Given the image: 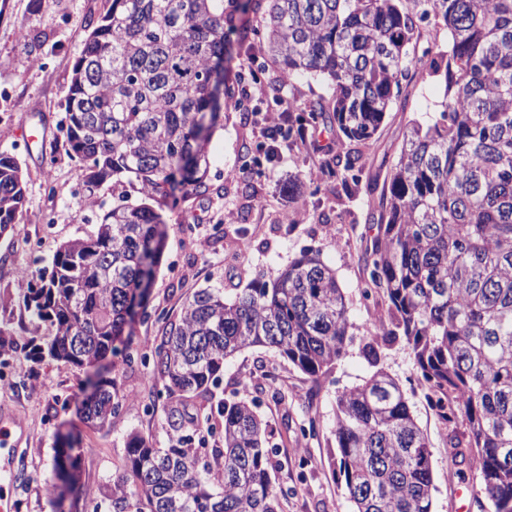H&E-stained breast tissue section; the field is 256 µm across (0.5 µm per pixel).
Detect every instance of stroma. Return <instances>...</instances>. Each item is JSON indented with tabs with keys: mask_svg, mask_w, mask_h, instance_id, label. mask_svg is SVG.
Segmentation results:
<instances>
[{
	"mask_svg": "<svg viewBox=\"0 0 512 512\" xmlns=\"http://www.w3.org/2000/svg\"><path fill=\"white\" fill-rule=\"evenodd\" d=\"M108 7V0H0V152L20 160L27 187L25 206L6 245H0V412L16 419L19 441L15 478L0 486V498L9 499L11 512H90L113 482L128 479L130 434H142L159 447L169 440L163 383L150 381V370L140 361L159 342L161 324L135 320L132 335L125 339L135 357L131 363L110 355L91 369L39 357L37 349L52 326L25 308L29 281L18 274L22 267L37 273L62 244L92 235L112 202L140 197L139 182L125 178L104 183L90 200L80 201L78 161L57 128L83 36ZM231 55L224 79L229 105L208 145L209 191L180 198L175 205L167 199L153 203L166 225V239L148 306L175 318L186 297L199 289L220 287L230 297L257 273L287 265L303 248L320 251L348 299L354 329L345 355L314 382L274 352L246 350L225 363L213 396L218 401H255L273 428L275 481L288 490L283 512H352L330 458L336 451V393L371 374L361 352L367 320L374 313L390 316L386 299L363 296L367 273L360 255L376 227L368 220L363 196L349 197L335 175L319 170L307 154L286 149L275 160L267 158L262 117L282 112L286 98L306 105L323 101L328 96L325 81L310 77L277 86L278 65L256 40L244 48L233 46ZM257 80L267 83L266 93L242 97V90ZM444 93L439 76L403 86L405 110L387 115L367 155L378 164L394 163L408 121L429 123ZM33 124L45 132L36 149L22 134ZM48 172L54 179L49 188L44 185ZM301 174L314 175V185L302 196H289V179ZM82 208L90 222H79ZM379 352L381 365L402 385L428 437L434 512H480L471 493L475 462L454 455L450 445L464 424L444 423L428 406L403 339L380 345ZM96 369L112 378L123 407L109 424L93 428L82 424L81 413L92 391L88 379ZM74 425L81 428L75 453L80 457L79 485L86 494L78 502L72 495L50 492L58 482V436Z\"/></svg>",
	"mask_w": 512,
	"mask_h": 512,
	"instance_id": "stroma-1",
	"label": "stroma"
}]
</instances>
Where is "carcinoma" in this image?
Here are the masks:
<instances>
[{"mask_svg":"<svg viewBox=\"0 0 512 512\" xmlns=\"http://www.w3.org/2000/svg\"><path fill=\"white\" fill-rule=\"evenodd\" d=\"M254 30L290 81L328 82V105H294L288 131L332 113L348 148L329 158L347 192L359 189L362 148L380 130L402 83L443 76L440 119L408 124L383 183L367 185L378 225L360 256L365 295L380 294L391 320L363 337L375 367L336 395L339 476L354 512H433L427 436L400 383L379 366V342L399 335L433 406L466 424L453 447L477 463L480 512H512V0H269ZM252 0H110L84 40L60 129L92 195L133 174L146 199L208 189L207 149L224 112L230 36ZM448 29V49L426 41L419 24ZM26 202L18 159L0 153V233ZM162 220L126 198L104 211L95 234L63 244L30 285L25 305L53 331L40 352L93 367L142 304L162 254ZM163 323L152 355L164 381L168 445L140 434L127 441L132 483L106 493L107 512H281L272 478L268 425L245 399L213 404L224 363L254 347L316 380L345 354L352 324L336 272L303 249L286 267L225 297L202 288ZM122 407L112 380L100 378L86 423L101 427ZM58 478L80 496L76 474L58 457Z\"/></svg>","mask_w":512,"mask_h":512,"instance_id":"obj_1","label":"carcinoma"}]
</instances>
